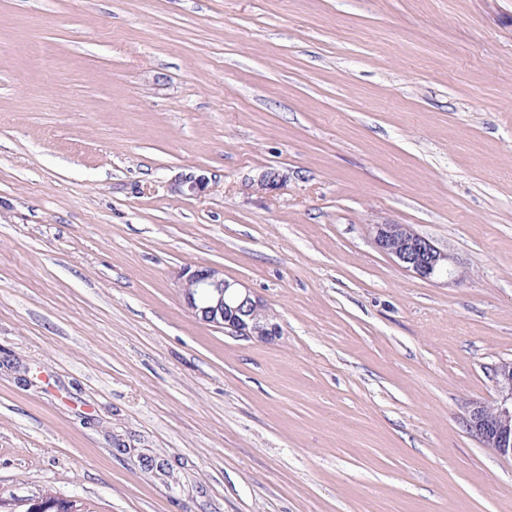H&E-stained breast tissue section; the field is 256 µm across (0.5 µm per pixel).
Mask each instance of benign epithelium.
<instances>
[{"instance_id":"7a95c632","label":"benign epithelium","mask_w":512,"mask_h":512,"mask_svg":"<svg viewBox=\"0 0 512 512\" xmlns=\"http://www.w3.org/2000/svg\"><path fill=\"white\" fill-rule=\"evenodd\" d=\"M208 185L206 175L190 173L175 179L171 190L177 195L198 197ZM374 244L399 267L420 279L433 280L448 271V253L405 224L375 225ZM177 288L189 314L223 328L231 336L269 342L281 334L277 317L265 302L242 282L224 278V269L218 266L183 267L178 273ZM489 376L495 397L487 403L469 404L462 424L500 458L512 462V359L492 364Z\"/></svg>"}]
</instances>
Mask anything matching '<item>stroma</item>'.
<instances>
[{
    "instance_id": "obj_1",
    "label": "stroma",
    "mask_w": 512,
    "mask_h": 512,
    "mask_svg": "<svg viewBox=\"0 0 512 512\" xmlns=\"http://www.w3.org/2000/svg\"><path fill=\"white\" fill-rule=\"evenodd\" d=\"M187 265L280 336L195 319ZM502 359L512 0H0V512H512L462 425ZM209 179L203 174H186L175 179L171 190L176 195L198 197L204 194L208 188ZM374 244L379 251L391 256L399 267L420 279L433 280L448 271V253L405 224L375 225ZM176 283L184 308L195 319L257 342L281 334L277 317L265 302L242 282L224 278L223 268L187 265L180 269Z\"/></svg>"
}]
</instances>
